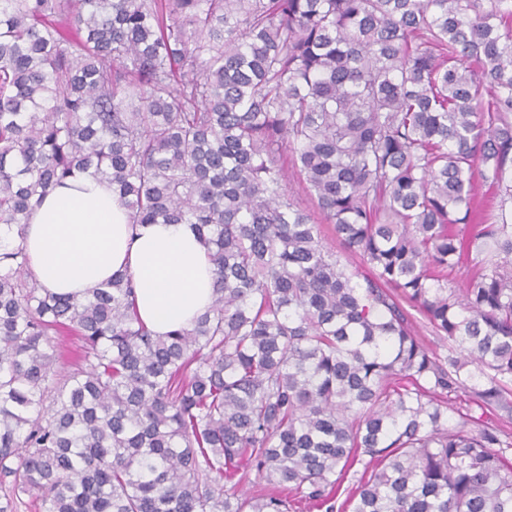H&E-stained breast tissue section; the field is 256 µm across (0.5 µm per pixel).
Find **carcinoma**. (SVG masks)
<instances>
[{
    "label": "carcinoma",
    "instance_id": "obj_1",
    "mask_svg": "<svg viewBox=\"0 0 512 512\" xmlns=\"http://www.w3.org/2000/svg\"><path fill=\"white\" fill-rule=\"evenodd\" d=\"M79 174L193 226L192 328L152 335L125 275L37 283L14 230ZM460 392L499 422H450ZM510 419L512 0H0V512H290L224 489L252 474L319 512H512ZM283 163L284 167L288 168V186L294 202L306 211L313 213L316 211V201L305 188L304 176L299 175V172L293 167L290 152L284 153Z\"/></svg>",
    "mask_w": 512,
    "mask_h": 512
}]
</instances>
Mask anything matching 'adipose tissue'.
I'll return each instance as SVG.
<instances>
[{"label": "adipose tissue", "instance_id": "obj_1", "mask_svg": "<svg viewBox=\"0 0 512 512\" xmlns=\"http://www.w3.org/2000/svg\"><path fill=\"white\" fill-rule=\"evenodd\" d=\"M30 267L51 293L84 297L120 274L156 336L192 327L213 304L215 274L191 225L132 227L111 185L80 175L51 189L23 228Z\"/></svg>", "mask_w": 512, "mask_h": 512}]
</instances>
